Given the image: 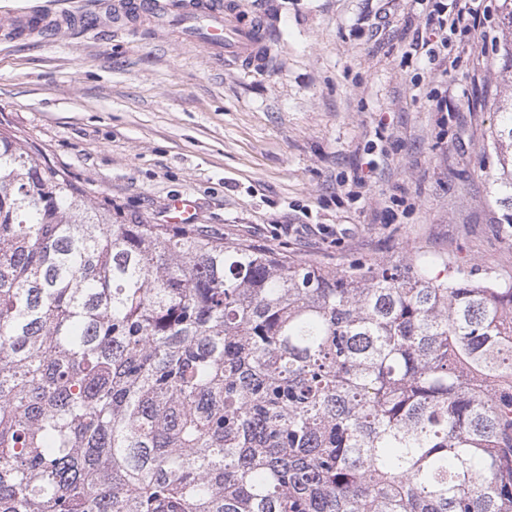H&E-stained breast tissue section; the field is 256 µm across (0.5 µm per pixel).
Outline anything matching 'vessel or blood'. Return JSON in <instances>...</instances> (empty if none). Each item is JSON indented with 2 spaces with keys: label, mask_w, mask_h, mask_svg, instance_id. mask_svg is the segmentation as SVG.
Here are the masks:
<instances>
[{
  "label": "vessel or blood",
  "mask_w": 512,
  "mask_h": 512,
  "mask_svg": "<svg viewBox=\"0 0 512 512\" xmlns=\"http://www.w3.org/2000/svg\"><path fill=\"white\" fill-rule=\"evenodd\" d=\"M237 0H184L180 12H171L166 0H114L112 21L121 24L148 17L158 26L172 28L185 43L203 46L215 60L236 65L246 73L264 69L271 57L273 34L267 23L242 24ZM76 16L44 9L16 13L0 19V38H48L77 24Z\"/></svg>",
  "instance_id": "b4317fda"
}]
</instances>
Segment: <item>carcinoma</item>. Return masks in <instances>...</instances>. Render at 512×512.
Returning a JSON list of instances; mask_svg holds the SVG:
<instances>
[{"mask_svg": "<svg viewBox=\"0 0 512 512\" xmlns=\"http://www.w3.org/2000/svg\"><path fill=\"white\" fill-rule=\"evenodd\" d=\"M34 154L0 133V512H512V280L118 221Z\"/></svg>", "mask_w": 512, "mask_h": 512, "instance_id": "obj_1", "label": "carcinoma"}]
</instances>
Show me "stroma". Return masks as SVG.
<instances>
[{"mask_svg": "<svg viewBox=\"0 0 512 512\" xmlns=\"http://www.w3.org/2000/svg\"><path fill=\"white\" fill-rule=\"evenodd\" d=\"M484 4L483 28L447 38L459 60L446 75L408 52L418 29L442 37L419 0H241V21L265 17L277 38L253 74L149 24L0 41V131L151 224L183 194L210 234L294 263L442 256L506 278L491 133L512 97V32L499 0ZM356 176L360 198L346 193Z\"/></svg>", "mask_w": 512, "mask_h": 512, "instance_id": "35a3bbf8", "label": "stroma"}]
</instances>
